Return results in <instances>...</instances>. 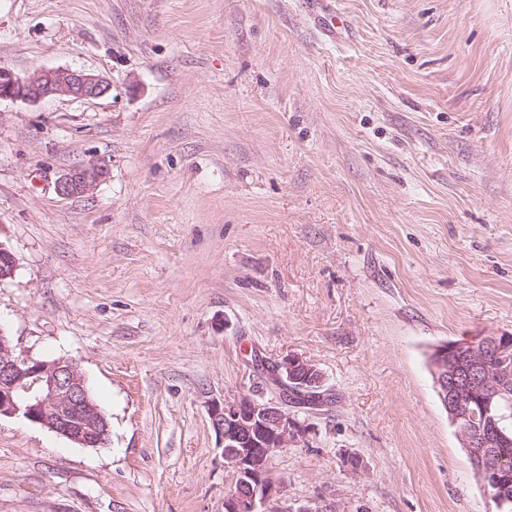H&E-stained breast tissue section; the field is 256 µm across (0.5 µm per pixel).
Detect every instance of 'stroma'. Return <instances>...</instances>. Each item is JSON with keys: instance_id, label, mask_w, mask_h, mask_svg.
Returning a JSON list of instances; mask_svg holds the SVG:
<instances>
[{"instance_id": "1", "label": "stroma", "mask_w": 512, "mask_h": 512, "mask_svg": "<svg viewBox=\"0 0 512 512\" xmlns=\"http://www.w3.org/2000/svg\"><path fill=\"white\" fill-rule=\"evenodd\" d=\"M1 65L111 84L0 101V329L111 435L1 418L0 512H224L210 403L289 355L333 400L268 512H496L428 354L512 335V0H0ZM107 174V168L97 163L75 166L58 178L56 192L65 198L83 196L103 181Z\"/></svg>"}]
</instances>
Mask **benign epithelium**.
<instances>
[{
	"mask_svg": "<svg viewBox=\"0 0 512 512\" xmlns=\"http://www.w3.org/2000/svg\"><path fill=\"white\" fill-rule=\"evenodd\" d=\"M110 84L102 77L70 68L43 69L19 76L0 67V100L37 102L54 96L79 100L104 96ZM108 174L105 166L88 163L63 173L56 192L65 198L89 193ZM14 255L0 246V282L13 276ZM512 336H482L476 342H445L429 355V366L441 406L455 428L461 447L484 483L503 484L508 473L498 449L512 439L505 416L492 414V404L512 384ZM282 385L295 391H314L322 385L320 371L309 361L288 356L278 362ZM21 415L84 448L107 445L110 425L91 395L78 364L68 359L36 361L18 354L0 329V417ZM212 426L222 438L224 461L238 485L224 495V512H263L283 495L284 481L270 467L272 455L297 443L306 430L288 411L282 397L264 399L240 393L213 403Z\"/></svg>",
	"mask_w": 512,
	"mask_h": 512,
	"instance_id": "benign-epithelium-1",
	"label": "benign epithelium"
}]
</instances>
